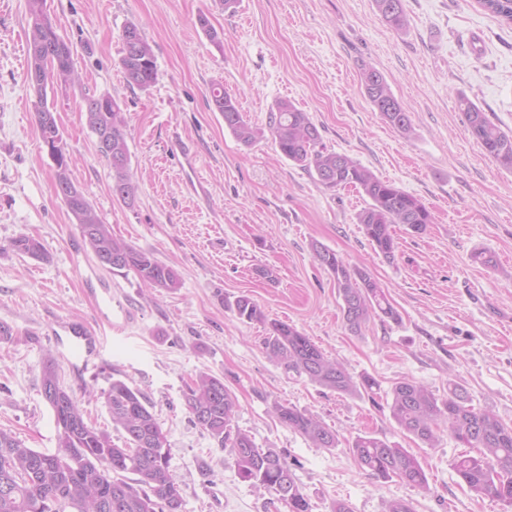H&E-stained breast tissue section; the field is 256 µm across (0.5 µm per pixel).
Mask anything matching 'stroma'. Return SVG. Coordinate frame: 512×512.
I'll return each instance as SVG.
<instances>
[{"label": "stroma", "instance_id": "1", "mask_svg": "<svg viewBox=\"0 0 512 512\" xmlns=\"http://www.w3.org/2000/svg\"><path fill=\"white\" fill-rule=\"evenodd\" d=\"M403 6L407 24L397 30L374 0H239L232 12L219 0H46L79 76L54 96L76 182L114 236L179 271L180 288L164 291L101 267L57 198L55 163L36 134L26 81V0H0V322L17 334L0 343V427L55 452L53 415L40 393L46 359L102 430L112 421L100 392L120 379L153 405L184 512H268L267 494L239 477L228 450L185 409L187 383L207 371L236 394V426L258 447L282 452L313 512H331L337 500L352 512H386L391 500L411 512H512V504L475 496L461 482L452 463L462 448L448 432L427 447L401 431L384 397L402 377L439 396L453 379L475 407L512 424V171L484 155L458 110L466 95L512 132V23L478 0ZM202 14L220 44L201 31ZM130 23L158 71L145 91L128 86L119 67ZM365 65L385 76L409 113L410 136L364 97ZM217 83L259 127L277 101L290 100L309 113L328 150L418 198L434 224L421 233L394 225L397 249L385 259L357 222L367 197L352 187L324 189L272 137L239 143L212 108ZM87 95L124 104L134 208L112 195L111 165L82 112ZM178 137L190 155L172 149ZM21 234L39 239L49 261L8 251ZM317 244L382 283L398 320L374 317L351 333L334 277L314 258ZM480 253L494 256L495 266L480 264ZM264 268L272 278L261 276ZM105 290L116 331L95 305ZM242 295L265 322L238 319L232 306ZM70 318L100 338L99 364L82 375L50 339L57 321ZM273 320L296 327L354 375L374 377L381 394L339 395L270 361L262 341ZM277 402L320 417L338 446L313 447L275 417ZM364 432L414 455L428 489L360 470L349 444Z\"/></svg>", "mask_w": 512, "mask_h": 512}]
</instances>
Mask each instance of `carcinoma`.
Instances as JSON below:
<instances>
[{
    "mask_svg": "<svg viewBox=\"0 0 512 512\" xmlns=\"http://www.w3.org/2000/svg\"><path fill=\"white\" fill-rule=\"evenodd\" d=\"M43 4L44 0H27V73L45 71L34 118L37 136L56 165V195L78 225L93 227V232H83L81 237L102 266L131 271L151 288L174 291L181 286L177 269L151 252L114 238L110 225L103 222L85 194L72 199L66 195L74 180L68 156L56 146L63 136L48 105V90L67 86L56 82L59 71L68 72L72 82L76 76L71 66V46L58 35L51 20H40ZM375 5L381 19L392 27L401 29L406 25L403 0H375ZM481 6L512 22V0H481ZM119 65L132 87L147 90L157 81L152 48L139 33L133 42L122 40ZM361 85L373 108L389 125L405 136L413 132L408 112L380 71L371 66L363 68ZM211 102L240 143L251 145L263 135L227 92L213 90ZM458 105L463 122L485 153L500 167L512 170V133L501 131L469 98L459 97ZM84 115L94 136L106 135L107 150L101 155L112 166L113 197L128 208L134 207L136 188L129 175L121 102L108 95L88 96L84 99ZM267 128L279 152L299 167L315 172L323 188L352 186L369 198L357 221L374 249L385 258L393 259L397 248L392 225L403 224L422 233L433 223L432 212L419 199L381 179L349 155L327 151L316 124L293 102L278 101L269 113ZM8 248L18 255L49 260L43 244L32 236L19 235L10 240ZM314 253L319 265L334 276L350 331H360L374 316L398 319L384 289L367 272L350 270L335 251L323 246L315 247ZM235 312L247 321L264 319L261 308L247 296L236 299ZM263 346L269 359L338 394L372 397L380 389L374 378L352 375L288 323H270ZM40 386L57 387V394L45 399L54 414L57 451L45 453L30 448L11 431L0 428V512H183L179 484L170 474L166 434L142 392L120 379L112 380L101 391L112 426L123 438L119 446L110 433L86 422L78 399L60 385L51 360L42 366ZM389 394L391 417L402 431L432 447L438 441L437 430L443 426L463 447L476 449L477 454L463 455L453 464L469 491L479 497L512 502V425L489 410L474 407L466 389L457 382L448 383V396L439 398L427 386L402 377L392 384ZM185 406L194 424L229 450L241 479L275 499L286 482L288 512H312L308 497L301 492L282 454L275 448L257 447L252 437L235 425L237 398L222 378L205 371L197 373L185 393ZM273 412L314 447H337L336 433L317 416L282 403L274 404ZM350 451L358 466L374 477H398L412 486L428 487L420 463L394 444L365 433L353 439Z\"/></svg>",
    "mask_w": 512,
    "mask_h": 512,
    "instance_id": "carcinoma-1",
    "label": "carcinoma"
}]
</instances>
